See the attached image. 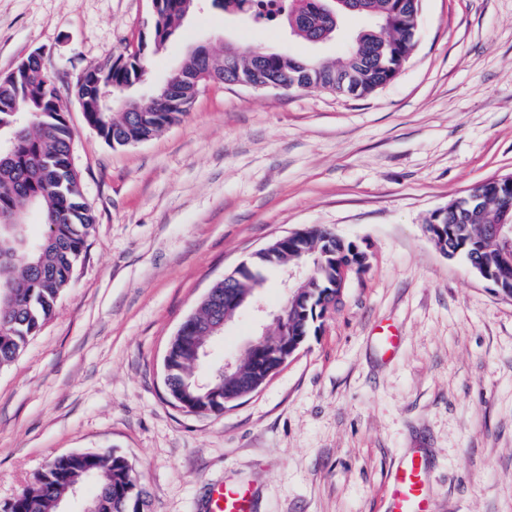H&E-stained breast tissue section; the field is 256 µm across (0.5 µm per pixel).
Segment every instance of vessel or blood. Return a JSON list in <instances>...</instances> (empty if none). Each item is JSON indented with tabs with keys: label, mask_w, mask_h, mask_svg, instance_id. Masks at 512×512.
I'll use <instances>...</instances> for the list:
<instances>
[{
	"label": "vessel or blood",
	"mask_w": 512,
	"mask_h": 512,
	"mask_svg": "<svg viewBox=\"0 0 512 512\" xmlns=\"http://www.w3.org/2000/svg\"><path fill=\"white\" fill-rule=\"evenodd\" d=\"M388 512H433L428 477L420 455H410L393 473L386 490ZM253 491L240 483L215 486L209 512H250Z\"/></svg>",
	"instance_id": "obj_1"
}]
</instances>
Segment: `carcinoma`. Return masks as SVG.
<instances>
[{"label":"carcinoma","mask_w":512,"mask_h":512,"mask_svg":"<svg viewBox=\"0 0 512 512\" xmlns=\"http://www.w3.org/2000/svg\"><path fill=\"white\" fill-rule=\"evenodd\" d=\"M195 0H162V24L153 28L148 47L162 48L173 36ZM328 0H288V16L295 17L294 31L305 41L324 38L339 27L346 15L365 16L371 24L360 31L343 58L323 65L313 59H295L262 48L237 50L215 47L201 56L192 55L182 67L189 71L224 67V78L237 77L255 84L273 80L282 89L321 88L337 95L363 97L390 82L409 46V37L419 25V0H349L351 7ZM140 51L117 58L112 65L89 71V80L75 84L73 94L81 102L87 124L114 146L147 140L188 112L192 99L179 104L159 103L139 119H123L99 103L95 84H137L142 71ZM31 91L25 94L13 83L0 79V368L23 353L30 340L52 317L64 292L72 286L77 263L85 255L94 228L91 206L83 202L80 178L70 169L72 131L66 110L45 84V70L28 75ZM36 208L42 233L32 239L19 204ZM512 203V193L484 186V199L476 204L448 209L443 227L447 245L466 263L476 259L484 265L487 279L499 294H512V264L503 260L512 248L509 242L487 235L485 226L497 222L501 208ZM303 247L327 252L315 278L306 285L307 307L293 318L295 335L284 340L267 336L258 341L253 357L304 345L321 327L323 303L335 292L342 263L356 262L359 245L333 237L322 227L304 230ZM288 247L272 257L248 262L235 282L239 290L260 291L265 272L281 270L295 261ZM219 310L212 299H202L193 314L187 336H200ZM193 340L175 336L169 344L171 372L166 389L173 403L192 413L224 411V370L210 366L201 373L203 360L192 348ZM207 378L208 387L196 388ZM95 484L93 496L84 503L92 512H146L147 492L135 466L115 453L79 452L51 459L33 477L30 487L14 499L13 512H58L81 482Z\"/></svg>","instance_id":"1"}]
</instances>
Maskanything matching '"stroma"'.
Returning <instances> with one entry per match:
<instances>
[{
    "mask_svg": "<svg viewBox=\"0 0 512 512\" xmlns=\"http://www.w3.org/2000/svg\"><path fill=\"white\" fill-rule=\"evenodd\" d=\"M363 25L311 46L285 17L259 28L198 0L133 94L149 100L204 42L332 61ZM151 26L150 0H0V78L43 52L96 218L72 288L0 369V505L50 458L95 451L132 461L150 512H208L226 481L252 484L255 512H386L418 448L435 512H512V300L423 231L512 174V0H420L411 57L367 96L209 85L179 121L115 148L71 90ZM313 225L367 249L369 269L259 393L220 415L176 407L164 357L180 324L224 275ZM391 326L392 355L377 340ZM259 328L241 309L212 362Z\"/></svg>",
    "mask_w": 512,
    "mask_h": 512,
    "instance_id": "obj_1",
    "label": "stroma"
}]
</instances>
